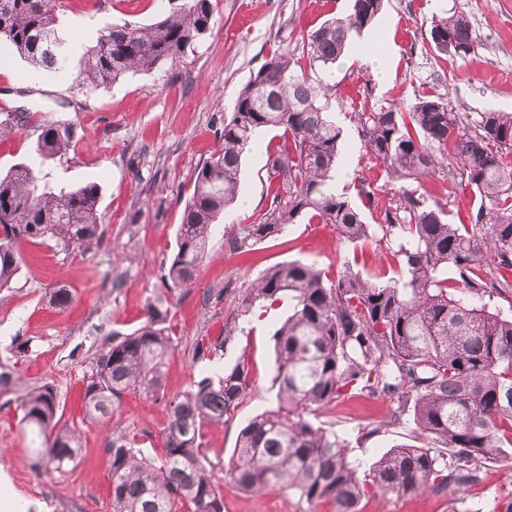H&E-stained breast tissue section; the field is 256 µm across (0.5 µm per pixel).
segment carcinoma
I'll use <instances>...</instances> for the list:
<instances>
[{"label":"carcinoma","mask_w":512,"mask_h":512,"mask_svg":"<svg viewBox=\"0 0 512 512\" xmlns=\"http://www.w3.org/2000/svg\"><path fill=\"white\" fill-rule=\"evenodd\" d=\"M216 5L175 0L150 25L107 27L73 82L105 87L179 61L212 29ZM382 8L383 0H350L347 15L308 34L301 56L284 49L251 75L224 116L223 150L196 169L175 253L160 276L167 291L195 283L212 226L238 197L242 157L265 129L279 138L268 155L270 208L250 224L230 227L229 253H246L305 221L330 224L349 243L383 246L397 257L404 275L387 280L352 271L344 257L336 279L301 260L270 267L234 298L224 335L194 347V360L212 359L236 338L239 319L288 299L291 313L273 335L276 406L240 430L226 475L243 491L288 490L309 505L331 503L334 512H355L368 494L445 497L481 483L486 462H512V317L491 307L512 298V161L505 160L512 154V112H481L472 120L441 97H423L406 112L392 105L358 112L367 159L395 187L381 198L372 184L358 181L359 208L332 186L342 131L330 117L333 86L324 75ZM61 12V0H0V41L36 72L66 73ZM475 43L467 16L432 21V51L464 58ZM30 123L29 112H5L0 134ZM38 128V150L46 155L67 150L76 138L71 123ZM444 169L478 202L467 224L448 223V203L421 192ZM99 200L94 181L56 192L24 163L0 175V291L19 274L24 241L99 245ZM365 209L377 223H366ZM173 349L171 304L159 293L147 301L139 328L112 334L94 353L78 423L64 418L50 383L19 387L10 358L1 360L0 398L11 395L7 402L21 410L32 466L56 472L77 466L84 425L111 421L126 395L139 392L164 405L161 450L144 452L135 436L112 425L105 441L112 512H224L203 428L233 418L251 389L248 364L241 358L218 365L169 394L164 380ZM346 396L390 402L387 418L362 437L407 416L425 444L392 448L359 476L348 442L311 420Z\"/></svg>","instance_id":"cac0c4a2"}]
</instances>
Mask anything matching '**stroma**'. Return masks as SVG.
<instances>
[{"mask_svg":"<svg viewBox=\"0 0 512 512\" xmlns=\"http://www.w3.org/2000/svg\"><path fill=\"white\" fill-rule=\"evenodd\" d=\"M348 6V0H217L213 29L181 62L97 89L73 87L71 80L48 71L31 74L23 59L0 45V105L25 108L45 123L71 122L78 131L65 153L44 156L37 150L38 128L16 127L0 137V173L25 163L56 189L96 181L105 220L102 244L89 250L65 251L51 240L21 243V271L9 289L0 291V359L14 339L30 343L13 367L20 385L54 382L66 417H82V378L91 357L106 333L127 334L143 323L144 304L160 290L159 275L174 254L195 169L220 152L222 119L232 112L239 90L276 49L301 54L308 34L326 19L345 15ZM168 10L166 0H64L63 33L73 41L72 67H79L107 25H146ZM460 13L472 22L474 51L463 59L429 51L433 20ZM357 43L329 77L336 87L332 118L342 131L339 156L349 179L387 187L383 170L369 164L360 147L355 113L382 104L406 108L425 96L447 99L470 116L512 111V0H384L375 27ZM275 144V133L268 130L245 152L240 195L252 204L233 207L228 219L249 224L268 209L267 159ZM424 190L447 199L448 219L455 224L466 219L473 205L469 191L450 189L447 175L439 172L426 180ZM122 252L133 255V262L119 261ZM344 256L365 274L398 267L392 253L344 242L326 224L290 225L279 238L232 257L223 224H215L199 279L170 296L175 348L167 391L185 389L208 369V362L193 361V348L199 340L224 333L229 304L204 302V293L224 286L241 293L270 266L296 259L314 262L334 278ZM58 287L69 289V306L51 301L49 291ZM95 316L106 322V333L92 330ZM287 316L283 304L250 319L246 334L224 351L223 364L247 360L252 390L231 420L204 429L206 454L217 477L225 475L240 429L275 404L272 335ZM388 410V400L352 398L337 401L318 420L352 441L350 456L365 473L390 448L417 442L409 421L362 438L368 423ZM20 416L15 405L0 408V485H8L33 512H112L105 426L85 427L83 458L61 475L31 467ZM118 420L142 448L160 447L166 422L162 404L127 395ZM465 498L462 491L445 497L367 496L357 512H466ZM329 510V505H308L289 491L244 493L232 483L224 485V512Z\"/></svg>","mask_w":512,"mask_h":512,"instance_id":"obj_1","label":"stroma"}]
</instances>
